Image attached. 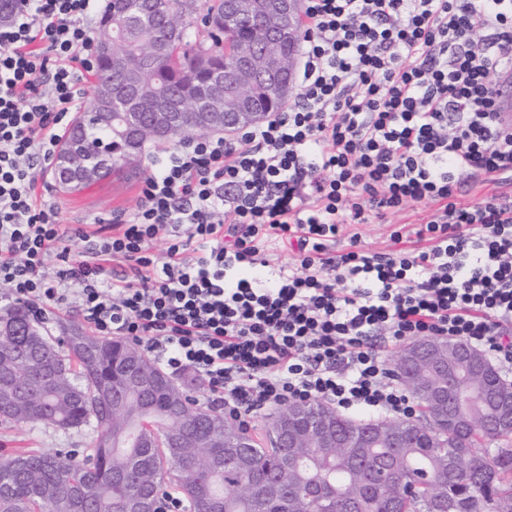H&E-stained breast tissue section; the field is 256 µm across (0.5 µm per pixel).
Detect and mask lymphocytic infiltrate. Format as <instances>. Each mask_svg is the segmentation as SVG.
<instances>
[{"label":"lymphocytic infiltrate","instance_id":"lymphocytic-infiltrate-1","mask_svg":"<svg viewBox=\"0 0 512 512\" xmlns=\"http://www.w3.org/2000/svg\"><path fill=\"white\" fill-rule=\"evenodd\" d=\"M91 2L19 0L0 22V285L18 301L41 315L76 298L98 334L200 374L246 429L317 401L415 417L388 362L413 338L462 340L512 368V130L497 112L512 0H306L287 108L231 139L184 138L110 234L78 232L73 247L36 163L85 105ZM476 178L495 191L462 204ZM414 203L429 214L363 249L355 225ZM277 248L292 265H270Z\"/></svg>","mask_w":512,"mask_h":512}]
</instances>
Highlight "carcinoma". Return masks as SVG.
<instances>
[{
	"label": "carcinoma",
	"mask_w": 512,
	"mask_h": 512,
	"mask_svg": "<svg viewBox=\"0 0 512 512\" xmlns=\"http://www.w3.org/2000/svg\"><path fill=\"white\" fill-rule=\"evenodd\" d=\"M224 16V0H115L102 28L112 33V57L98 59L93 98L86 112L96 110L104 83L112 84V111L133 112L134 124L177 92L193 99L201 95L209 70L224 66L225 48L255 43L262 24L242 20L231 29L210 25ZM184 22L181 37L166 58L145 76L152 93L133 95V83L123 64L148 50L167 26ZM93 158L102 156L98 181L127 170L129 135L122 120L96 125L73 124L61 138ZM14 322V335H0V405L15 386L50 378L46 394L34 392L0 420L53 427L67 432L87 427L93 437L83 456L59 450L53 454L15 448L0 452V512H125L134 487L157 494L165 481L187 493L196 512H512V433L487 425L495 411L492 391L497 379L471 368L460 369L455 391L466 396L456 412L457 424L469 430V447L453 448L450 437L437 434L439 423L420 385L412 396L421 405L416 424L399 421L406 430L397 445L370 443L364 448H320L303 436L294 448H267L255 440L253 455L243 465L211 469L208 461L222 459L224 439L216 432H190L184 448H144L140 429L161 434L182 425L169 409L164 393L133 394L122 407L100 415V396L121 390L127 370L140 360L154 365L139 346L117 339L97 343L94 354L49 334L28 336L34 320L26 307L4 309ZM485 441L499 443L489 456L473 449ZM137 465L136 484L120 477ZM277 479L286 493L259 499L250 495Z\"/></svg>",
	"instance_id": "obj_1"
}]
</instances>
